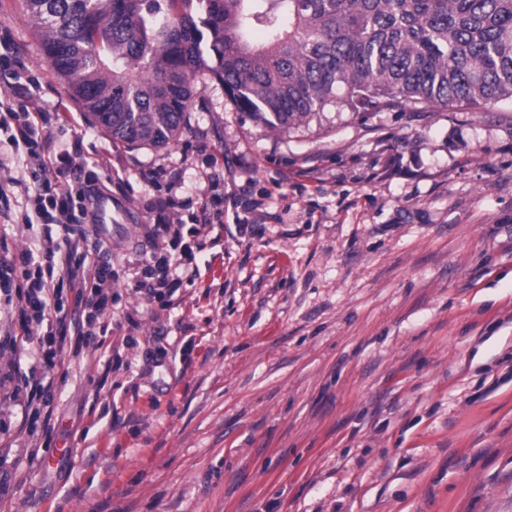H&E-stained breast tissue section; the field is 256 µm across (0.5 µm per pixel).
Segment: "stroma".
<instances>
[{"mask_svg": "<svg viewBox=\"0 0 512 512\" xmlns=\"http://www.w3.org/2000/svg\"><path fill=\"white\" fill-rule=\"evenodd\" d=\"M0 37L77 112L24 0ZM128 221L83 249L117 273L107 335L68 343L49 427L0 354V512H512V105L353 112L284 132L198 78L178 140L54 128ZM224 224L195 236L200 193ZM172 200L186 261L139 292Z\"/></svg>", "mask_w": 512, "mask_h": 512, "instance_id": "obj_1", "label": "stroma"}]
</instances>
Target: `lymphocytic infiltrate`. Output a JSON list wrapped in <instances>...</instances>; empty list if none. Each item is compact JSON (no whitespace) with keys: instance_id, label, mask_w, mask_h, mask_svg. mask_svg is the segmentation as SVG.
Segmentation results:
<instances>
[{"instance_id":"lymphocytic-infiltrate-1","label":"lymphocytic infiltrate","mask_w":512,"mask_h":512,"mask_svg":"<svg viewBox=\"0 0 512 512\" xmlns=\"http://www.w3.org/2000/svg\"><path fill=\"white\" fill-rule=\"evenodd\" d=\"M11 74L8 89L0 91V133L14 149L12 159L0 157V168L16 163L20 177L0 183V219L9 218L10 200L23 188L26 220L44 226L36 250L0 256V291L15 295L21 334L5 342L15 355L38 348L44 361L56 365L65 348L66 330L59 320L64 288H74L84 306L85 319L77 339L107 330L105 316L112 301L113 270L110 262L89 257L80 243L97 226L93 199L103 183L80 155L59 149L50 130L48 113L29 110L26 100L34 88L17 49L0 39V72ZM137 288L146 293L170 288L196 277V270L172 252L151 253L143 260ZM17 399L24 409L27 428L49 423L47 400L50 379L35 380L16 372Z\"/></svg>"}]
</instances>
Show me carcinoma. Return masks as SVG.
Instances as JSON below:
<instances>
[{
  "mask_svg": "<svg viewBox=\"0 0 512 512\" xmlns=\"http://www.w3.org/2000/svg\"><path fill=\"white\" fill-rule=\"evenodd\" d=\"M70 97L114 143L163 148L209 72L283 130L344 105L512 103V0H25Z\"/></svg>",
  "mask_w": 512,
  "mask_h": 512,
  "instance_id": "cac0c4a2",
  "label": "carcinoma"
}]
</instances>
